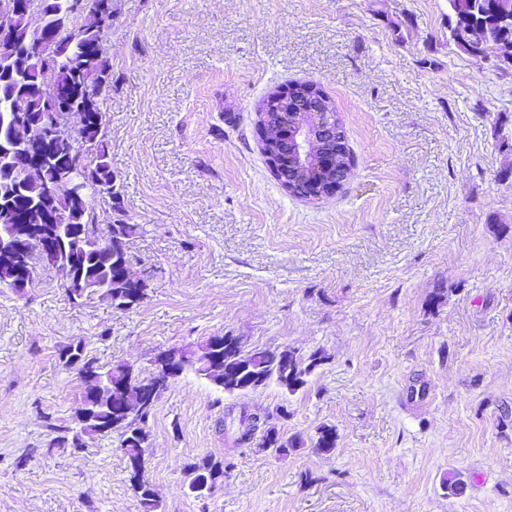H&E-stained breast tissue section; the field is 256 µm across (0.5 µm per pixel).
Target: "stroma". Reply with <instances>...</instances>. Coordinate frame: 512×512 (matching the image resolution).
<instances>
[{"label": "stroma", "mask_w": 512, "mask_h": 512, "mask_svg": "<svg viewBox=\"0 0 512 512\" xmlns=\"http://www.w3.org/2000/svg\"><path fill=\"white\" fill-rule=\"evenodd\" d=\"M454 23L448 0H112L105 135L146 295L74 301L48 267L0 286V512H142L117 435L58 447L86 388L59 355L146 375L222 335L324 360L292 395L175 377L147 422L159 512H512V61L463 52ZM297 83L353 158L315 201L260 150ZM283 404L304 448L242 441ZM207 455L233 467L200 500L183 466ZM63 365L67 368L76 369L85 381V374L91 368L102 369L94 357H89L84 352V345L80 342L71 344L59 356Z\"/></svg>", "instance_id": "35a3bbf8"}]
</instances>
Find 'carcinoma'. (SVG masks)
I'll list each match as a JSON object with an SVG mask.
<instances>
[{"instance_id": "carcinoma-1", "label": "carcinoma", "mask_w": 512, "mask_h": 512, "mask_svg": "<svg viewBox=\"0 0 512 512\" xmlns=\"http://www.w3.org/2000/svg\"><path fill=\"white\" fill-rule=\"evenodd\" d=\"M35 2V16L39 22L51 27L53 38L39 47L34 46L32 15L19 13L12 21L13 58L8 63L0 58V202L15 193L17 199L33 210L35 217L45 208L64 212L61 235L65 247L57 255L56 262L80 270L84 283V287L69 293L71 299L77 301L106 292L120 304L136 303L145 296L144 281L117 282L111 279L112 252L105 250L98 232L99 203L113 213V222L109 225L112 237L127 242L142 230L140 225L128 224L124 220L123 185L112 170L106 144L100 140V126L105 116L100 104L112 91V70L100 57L90 62L84 60L83 50L86 43L102 42L104 33L112 29V0H86L87 8L79 13L72 9L73 0ZM448 7L455 18L450 36L459 49L471 54L477 45L497 41L501 43L502 56H512V27H492L479 22L483 9L481 3L477 0H448ZM53 86L63 90L58 99L59 105L85 113L86 123L81 135L89 141L98 142L95 155L86 164L94 175V185L88 199L78 205L46 194L47 185L65 178L63 166L52 164L43 174L29 176L18 164L8 140L12 125L20 117L28 123L30 138L40 137L44 99ZM213 340L215 337L211 336L198 345V351L185 359L181 372L188 371L202 379L207 378L204 357L208 355ZM248 353L257 367L252 386L254 391L274 384L293 394L307 384V377L322 361L315 352L296 355L288 348L254 347ZM60 360L65 367L77 370L82 376L91 368H99L97 360L85 354L80 341L60 353ZM209 382L226 394L236 392L226 382L220 383L212 378ZM137 390L135 379L130 390L122 394L105 389L101 398V420H109L113 406L127 397H135ZM149 416L147 412L127 422V435L119 440V449L132 469L131 489L148 510L159 507L150 484L141 478L143 449L148 447L149 440L145 422ZM262 419L267 424L262 449L286 457L305 444L300 436L286 438L280 434L275 426L268 424L269 416L264 415ZM334 433L330 426L318 428L313 450L324 454L333 451L335 441L327 439V436ZM231 467V463L211 456L187 464V470L193 473L198 484L185 487V493L196 499L207 497L218 479Z\"/></svg>"}]
</instances>
